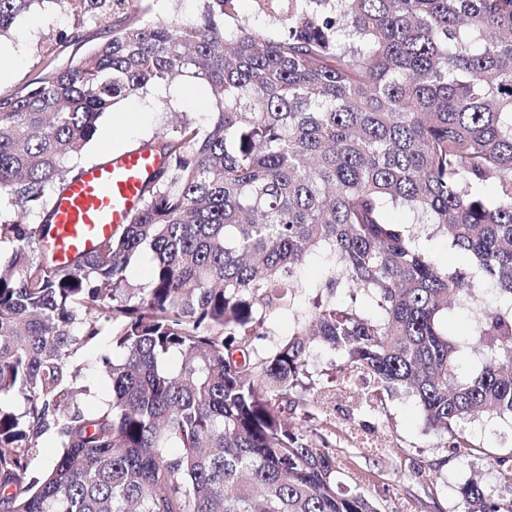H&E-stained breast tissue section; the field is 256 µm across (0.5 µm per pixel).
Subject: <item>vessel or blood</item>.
Wrapping results in <instances>:
<instances>
[{"label": "vessel or blood", "mask_w": 512, "mask_h": 512, "mask_svg": "<svg viewBox=\"0 0 512 512\" xmlns=\"http://www.w3.org/2000/svg\"><path fill=\"white\" fill-rule=\"evenodd\" d=\"M162 163L158 151L141 147L82 168L55 201L51 248L56 261L69 264L128 223Z\"/></svg>", "instance_id": "b4317fda"}]
</instances>
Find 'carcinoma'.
Here are the masks:
<instances>
[{"instance_id": "1", "label": "carcinoma", "mask_w": 512, "mask_h": 512, "mask_svg": "<svg viewBox=\"0 0 512 512\" xmlns=\"http://www.w3.org/2000/svg\"><path fill=\"white\" fill-rule=\"evenodd\" d=\"M35 2L0 0V35ZM68 2L108 38L0 95V512H380L319 432L336 390L314 389L319 348L345 352L347 380L412 397L444 448L474 450L463 424L483 413L512 422V0H252L268 30L241 0H195L182 21ZM179 79L208 91L211 124L157 137L131 222L57 266L45 239L70 162L102 114ZM392 208L462 265L435 263ZM305 295L291 337L259 346ZM456 306L491 352L464 376ZM105 329L111 392L88 410L73 361ZM47 435L62 451L33 480ZM493 462L507 482L466 483L462 512H512V456ZM448 330L454 339L470 336L473 330L472 312L468 308H453L448 315Z\"/></svg>"}]
</instances>
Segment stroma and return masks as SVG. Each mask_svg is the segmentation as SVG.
I'll use <instances>...</instances> for the list:
<instances>
[{
	"mask_svg": "<svg viewBox=\"0 0 512 512\" xmlns=\"http://www.w3.org/2000/svg\"><path fill=\"white\" fill-rule=\"evenodd\" d=\"M73 31L80 33L79 42L60 43L62 33ZM108 35L104 20L77 17L64 11L58 0H41L0 38V94L24 86L47 64L61 68L89 56ZM175 112L206 126L211 118L206 91L185 81L122 102L99 119L97 135L78 166L153 140L168 131ZM465 434L475 452L460 455L440 447L414 400L400 394L337 396L335 425L328 431L343 483L374 499L381 512H460L458 488L465 481L478 479L499 488L501 477L492 460L512 454V427L480 416L466 425ZM440 458L445 464L437 482L418 481L417 472Z\"/></svg>",
	"mask_w": 512,
	"mask_h": 512,
	"instance_id": "35a3bbf8",
	"label": "stroma"
}]
</instances>
